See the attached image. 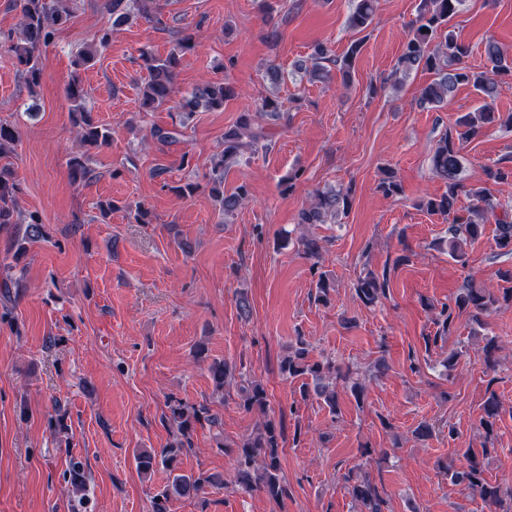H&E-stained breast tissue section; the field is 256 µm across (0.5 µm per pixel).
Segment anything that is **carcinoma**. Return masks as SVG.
<instances>
[{"label":"carcinoma","mask_w":512,"mask_h":512,"mask_svg":"<svg viewBox=\"0 0 512 512\" xmlns=\"http://www.w3.org/2000/svg\"><path fill=\"white\" fill-rule=\"evenodd\" d=\"M141 0H112L109 5L112 14V27L104 30L98 43L77 54L76 66L84 67L106 49L111 41L112 30L128 24L135 17ZM463 0H421L419 17L403 44L392 77L403 81L411 71L424 68L434 74V80L422 89L420 104L436 108L447 102L458 86L470 84L483 98H492L498 92V79L512 77V61L507 51L495 40L484 44V55L492 64L491 72L475 71L463 64L467 50L458 43L450 22L459 11ZM77 0H18L20 22L18 34L0 36V53L11 57L20 70L26 86L33 89L39 86L45 73L41 60L42 49L55 39L57 31L67 25L74 17ZM376 12V0H355L349 15V26L363 31L373 22ZM363 41H355L340 58L336 57L328 45L317 43L309 56L296 64L297 71L305 74L310 81H325L330 66H335L342 74L343 81L349 83L355 70V63L361 52ZM193 36L182 30L176 32L174 45L164 57L148 50H141L139 58L142 68L147 72V80L141 87V105L147 108L167 105L177 114V122L172 128L153 126L151 138L161 146L178 142L183 130L193 122L197 112L202 109H221L224 103L236 97V91L228 81H209L196 86L191 91L176 96L175 80L177 70L184 57L195 51ZM70 103V115L76 139L83 148H100L108 144L110 131L93 118L86 108L87 92L81 80L73 77L66 88ZM288 109L285 103L275 95L267 96L256 112H243L236 123L224 131V152L212 163L207 175L215 201L222 215L228 216L238 210L248 198L246 183L238 185L230 193L224 192V175L233 165L240 162L246 149L256 150L272 148L271 135L267 126L275 125L285 118ZM500 121V115L493 112L489 104H483L474 112L458 117L455 128L443 133L436 141L431 157L432 170L436 176L447 183L448 191L439 197L424 198L420 206L430 214H439L451 218L448 224V254L459 262H465L466 253L463 244L476 240L486 223L492 221L496 228V242L505 253H512V217L498 216V205L487 187L464 190L459 175L462 168L460 143L479 136L483 128ZM18 141V131L11 125L0 123V156L13 153ZM67 166L71 178L85 181L94 174L86 153L72 155ZM488 179L495 183L512 179V166L497 163L493 168L485 169ZM466 191L472 197V204L458 213L455 208L460 191ZM20 183L13 168L0 167V226L20 223L17 194ZM352 204L351 190L318 191L308 206L298 213L297 225L324 224L328 218L348 214ZM43 236V224L40 218L28 216L25 233L15 239L13 257L17 258L26 249V243ZM299 242L305 257L311 261L310 271L315 278L316 299L328 302V295L334 282L322 271L324 249L316 238L301 236ZM409 262V256L396 258L393 267ZM391 267V268H393ZM391 268L384 267L382 272L367 271L353 283L358 299L366 306L376 304L386 296L389 290ZM14 266H0V286L10 289L22 287L20 277L13 273ZM496 277L503 285L498 288L465 284L448 302L441 305L435 313L433 324L436 331L432 336L424 337L425 345H436L445 340L455 326L456 320L466 314L472 321L482 324L481 316L491 312L501 304L512 303V267L500 268ZM211 378L216 388L224 389V384L233 377V369L225 361H213L209 366ZM281 372L290 378L306 377L301 384L303 396H314L336 415L339 411L338 382H348L349 374L342 371L331 360L311 358L310 343L306 337L297 335L288 344V354L281 361ZM241 379V397L239 407L247 413H258V421L252 431L239 441L220 446L234 447L232 482L243 491H261L270 500L278 502L287 495L280 472L279 448L282 434L275 420L268 417L269 401L263 385L247 378ZM170 421L176 429L175 438L165 448L154 450H136L137 469L148 474L161 464L169 471L166 485L158 491L152 502V512H168L172 499L198 494L208 488H222L224 476L207 472L183 473L178 467L179 458L192 447V436L196 426L203 423L211 428L222 426L219 416L212 412L207 403L186 404L180 400L170 402ZM503 406L494 391L483 404L481 425L485 431V441L481 453L468 448L465 451L467 465L460 469L443 466L442 470L450 482L462 486L472 494L479 496L485 503L498 507L496 512H512V488L505 489L496 483H490L484 477L482 458L493 450L494 426L502 413ZM70 491L75 496H84L87 488V472L78 459H71L68 469ZM345 488L353 501L361 505L360 512H384L386 499L378 487L363 471V465L350 467L344 474ZM508 506H503V503Z\"/></svg>","instance_id":"obj_1"}]
</instances>
